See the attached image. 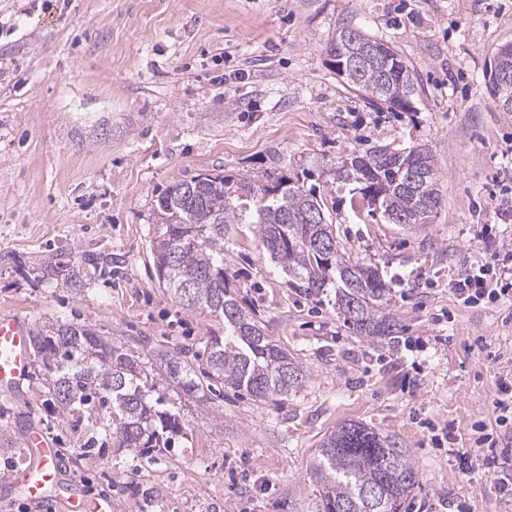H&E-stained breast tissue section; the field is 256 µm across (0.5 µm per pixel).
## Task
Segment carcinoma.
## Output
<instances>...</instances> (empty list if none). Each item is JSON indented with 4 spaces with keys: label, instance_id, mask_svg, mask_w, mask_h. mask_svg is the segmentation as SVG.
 Wrapping results in <instances>:
<instances>
[{
    "label": "carcinoma",
    "instance_id": "carcinoma-1",
    "mask_svg": "<svg viewBox=\"0 0 512 512\" xmlns=\"http://www.w3.org/2000/svg\"><path fill=\"white\" fill-rule=\"evenodd\" d=\"M364 36L343 26L330 56L348 62L352 40ZM384 57L345 66L343 82L370 103L407 110L417 94L410 67L387 44L373 39ZM334 180L350 187V206L375 205L392 224L422 228L440 204L434 158L424 143L401 149L369 148L336 163ZM149 250L159 287L178 307L220 326L205 345L198 375L187 352L135 356L95 330L65 322L31 336L46 367L48 394L61 414L99 412L108 417L117 448L148 453L169 448L183 432L182 401L210 399L222 383L258 401L298 392L309 371L265 333L256 313L241 305L224 273V240L240 224L254 225L259 245L306 296L334 292L343 322L375 340L395 333L390 292L378 269L351 260L336 235L321 196L284 175L263 181L222 172L171 184L156 199ZM192 282L193 300L181 297ZM165 392L159 393V384ZM317 476L316 512H402L419 485V470L407 449L389 435L349 421L324 438L311 463Z\"/></svg>",
    "mask_w": 512,
    "mask_h": 512
}]
</instances>
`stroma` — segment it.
Wrapping results in <instances>:
<instances>
[{"instance_id": "1", "label": "stroma", "mask_w": 512, "mask_h": 512, "mask_svg": "<svg viewBox=\"0 0 512 512\" xmlns=\"http://www.w3.org/2000/svg\"><path fill=\"white\" fill-rule=\"evenodd\" d=\"M352 26L382 40L420 84L408 111L372 105L327 47ZM512 42V0H0V316L88 325L133 354L197 351L209 333L159 288L148 256L157 197L213 169L315 189L336 233L391 288L396 347L305 298L249 229L224 246L240 303L310 371L297 394L259 402L225 389L183 405L185 433L143 455L103 440L101 418L61 416L46 369L0 388V428L39 425L64 477L112 512H315L311 461L353 420L407 448L419 485L403 512H512V480L462 471L475 422L512 379V299L469 307L455 282L512 244V112L487 88ZM428 144L440 207L414 231L354 216L332 169L352 150ZM112 254L108 275L69 288L47 273ZM28 451L0 454V512H44L9 484Z\"/></svg>"}]
</instances>
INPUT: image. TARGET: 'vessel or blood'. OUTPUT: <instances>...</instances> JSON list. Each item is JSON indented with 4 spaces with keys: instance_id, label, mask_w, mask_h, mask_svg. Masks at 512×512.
<instances>
[{
    "instance_id": "vessel-or-blood-1",
    "label": "vessel or blood",
    "mask_w": 512,
    "mask_h": 512,
    "mask_svg": "<svg viewBox=\"0 0 512 512\" xmlns=\"http://www.w3.org/2000/svg\"><path fill=\"white\" fill-rule=\"evenodd\" d=\"M29 332L24 321L0 317V387H11L28 377L32 361L29 354ZM28 445L37 457L35 463L18 470L12 476L24 498L33 504H44L53 498L52 491L61 482L59 460L62 451L54 440L40 429H32ZM63 497L65 512H112L110 497L88 498L76 482L67 484Z\"/></svg>"
}]
</instances>
